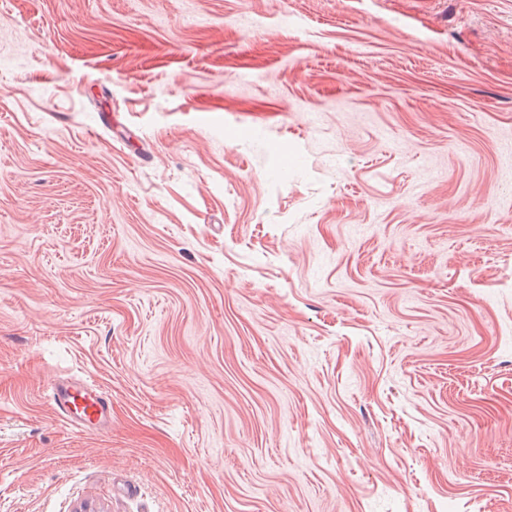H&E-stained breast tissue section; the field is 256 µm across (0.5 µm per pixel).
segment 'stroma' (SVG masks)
I'll use <instances>...</instances> for the list:
<instances>
[{"instance_id":"35a3bbf8","label":"stroma","mask_w":512,"mask_h":512,"mask_svg":"<svg viewBox=\"0 0 512 512\" xmlns=\"http://www.w3.org/2000/svg\"><path fill=\"white\" fill-rule=\"evenodd\" d=\"M83 503L512 512V0H0V512ZM48 402L71 430L103 434L112 427V397L88 380L58 377L51 383Z\"/></svg>"}]
</instances>
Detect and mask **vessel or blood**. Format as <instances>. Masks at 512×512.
Listing matches in <instances>:
<instances>
[{"label":"vessel or blood","mask_w":512,"mask_h":512,"mask_svg":"<svg viewBox=\"0 0 512 512\" xmlns=\"http://www.w3.org/2000/svg\"><path fill=\"white\" fill-rule=\"evenodd\" d=\"M49 405L71 430L103 434L112 427V398L88 380L58 377L50 385Z\"/></svg>","instance_id":"vessel-or-blood-1"}]
</instances>
